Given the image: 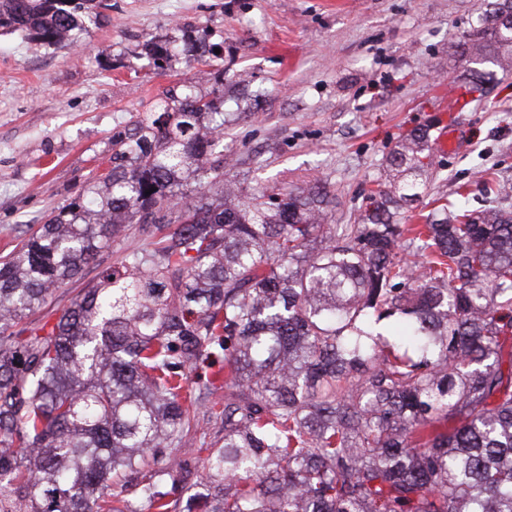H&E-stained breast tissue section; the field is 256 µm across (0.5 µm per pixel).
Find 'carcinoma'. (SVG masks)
Returning a JSON list of instances; mask_svg holds the SVG:
<instances>
[{
    "instance_id": "cac0c4a2",
    "label": "carcinoma",
    "mask_w": 512,
    "mask_h": 512,
    "mask_svg": "<svg viewBox=\"0 0 512 512\" xmlns=\"http://www.w3.org/2000/svg\"><path fill=\"white\" fill-rule=\"evenodd\" d=\"M105 8L0 0V30L65 47ZM510 15L496 0L467 35V93L486 92L472 65L512 69ZM214 49L184 32L185 56ZM172 56L153 43L155 70ZM223 101L219 72L131 113L107 172L0 261V512H512V188L478 215L396 223L434 165L417 129L361 222L331 224L316 185L228 177ZM134 228L150 241L28 323ZM216 347L224 369L182 397ZM220 387L224 444L198 443L191 410ZM196 443L204 491L182 502L174 452ZM127 478L133 499L112 493Z\"/></svg>"
}]
</instances>
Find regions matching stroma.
<instances>
[{
	"mask_svg": "<svg viewBox=\"0 0 512 512\" xmlns=\"http://www.w3.org/2000/svg\"><path fill=\"white\" fill-rule=\"evenodd\" d=\"M107 2L73 47L0 34V257L104 172L131 111L176 84L208 93L219 72L231 177L255 192L321 185L336 197L333 223H357L402 137L438 136L436 87L453 85L457 46L490 0ZM186 30L218 56L179 54L155 71L147 42L177 46ZM446 122L460 147L435 152L426 194L401 223L438 203L481 210L485 180L512 182V72Z\"/></svg>",
	"mask_w": 512,
	"mask_h": 512,
	"instance_id": "obj_1",
	"label": "stroma"
}]
</instances>
